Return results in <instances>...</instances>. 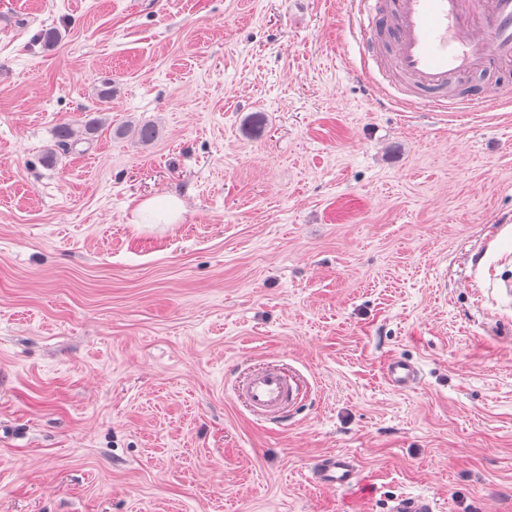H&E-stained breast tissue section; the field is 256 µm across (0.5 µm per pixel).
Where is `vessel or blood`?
Instances as JSON below:
<instances>
[{
    "label": "vessel or blood",
    "instance_id": "b4317fda",
    "mask_svg": "<svg viewBox=\"0 0 512 512\" xmlns=\"http://www.w3.org/2000/svg\"><path fill=\"white\" fill-rule=\"evenodd\" d=\"M360 32V55L367 66L359 78L371 83L374 70L390 72L388 103L441 112H474L512 93L504 85H470L464 96L449 90L476 72L491 73L512 66V0H354ZM383 377L394 388H413L415 365L392 356ZM236 393L257 416L276 420L297 399L293 376L277 367L251 371ZM314 483L348 490L361 482L357 461L329 454L310 466ZM434 498L403 494L392 499L389 512H437Z\"/></svg>",
    "mask_w": 512,
    "mask_h": 512
}]
</instances>
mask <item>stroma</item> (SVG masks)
<instances>
[{
    "mask_svg": "<svg viewBox=\"0 0 512 512\" xmlns=\"http://www.w3.org/2000/svg\"><path fill=\"white\" fill-rule=\"evenodd\" d=\"M360 66L349 0H0V512H512V98ZM267 365L280 423L235 394ZM140 210L164 218L165 224H174L180 218L183 203L174 195L163 194L145 200L141 204ZM383 377L394 388L407 390L418 383L419 372L415 365L405 358L390 356L384 362ZM236 393L254 414L276 420L297 399L299 387L293 376L271 366L251 371ZM311 480L333 490H348L361 483V470L349 455L329 454L315 459L310 466ZM434 498L425 494H403L391 500L389 512H437Z\"/></svg>",
    "mask_w": 512,
    "mask_h": 512,
    "instance_id": "1",
    "label": "stroma"
}]
</instances>
